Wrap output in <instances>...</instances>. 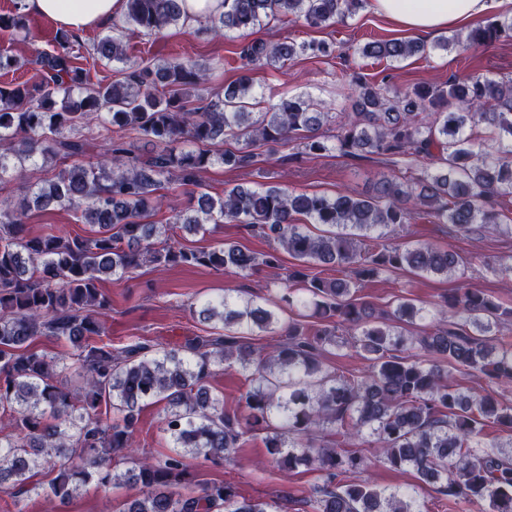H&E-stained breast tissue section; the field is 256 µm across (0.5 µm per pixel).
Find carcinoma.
<instances>
[{
  "mask_svg": "<svg viewBox=\"0 0 512 512\" xmlns=\"http://www.w3.org/2000/svg\"><path fill=\"white\" fill-rule=\"evenodd\" d=\"M123 21L160 33L184 26L180 0H124ZM367 0H224L199 31L221 37L268 25L302 22L323 29L352 16ZM22 0L0 15V29L26 31ZM512 38V16L493 15L466 34L438 39L436 47L467 52ZM51 51L35 50L20 60L0 53V71L33 65L40 81L0 85V184L14 181L24 194L0 206V414L14 433L0 440V489L17 495L37 489L33 478L57 470L46 496L64 502L95 479L119 483L112 454L137 445L142 408L163 402L162 431L174 453L164 459L136 458L123 478L142 489L121 512H273L267 502L243 499L224 482L184 493L192 484L189 458L224 460L241 437L264 430L265 446L284 471L314 466L325 476L315 489L312 512H423L414 487L380 490L364 476L365 458L341 445L368 431L393 469L411 470L437 485V492L462 512H512V453L484 441L492 423L512 433V405L489 393L463 394L452 369L463 368L489 383H512V349L497 350L512 325V308L474 288L445 296L442 304L416 307L403 301L392 313L375 314L353 299L355 282L386 271L467 279V267L451 248L428 243L390 245V233L423 215L461 233L501 223L512 198V77L470 75L444 85L404 88L369 83L356 75L352 111L327 112L300 94L272 102L253 89L250 72L280 70L301 56L333 53L316 39L277 42L256 39L240 49L245 72L234 85L212 88L190 106L187 92L207 80L224 60L132 61L122 35H105L90 48L92 60L123 64L121 78L94 83L77 63L78 34L58 29ZM425 51L415 40L367 43L364 56L401 61ZM338 120L335 149L344 156L402 157L399 174L380 175L378 196L354 192L293 193L270 183L236 185L215 196L202 193L197 206L177 210L163 224L152 221L161 190L176 183L203 186L216 164L257 169L269 148L296 143L299 155H322L329 146L324 126ZM106 131L91 142L81 128ZM497 133L493 150L469 130ZM140 134L152 149L135 153L125 131ZM59 163L49 179L41 164ZM81 214L92 237L32 236L31 208ZM246 224L275 244L261 256L236 245L185 249L171 243L183 227L206 232L209 224ZM324 226L306 231L302 224ZM299 266L330 267L333 278H288L279 301L258 303L226 293L196 301L190 309L222 325L218 336H195L165 350L144 342L112 350L101 317L111 309L101 284L147 264L202 266L251 273L280 266L281 252ZM314 306L337 320L346 343L369 362L362 375L323 369L325 347L336 345V326L307 329L280 323V304ZM429 322L422 335H405L394 323ZM281 341L262 358L252 357L244 330ZM39 336L68 341L72 361L32 348ZM415 351L404 357L403 349ZM249 372L241 411L224 410L208 379L217 365ZM77 377L80 384L70 385ZM329 429L337 444L315 443ZM348 474L355 481L344 482Z\"/></svg>",
  "mask_w": 512,
  "mask_h": 512,
  "instance_id": "obj_1",
  "label": "carcinoma"
}]
</instances>
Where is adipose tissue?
Instances as JSON below:
<instances>
[{"mask_svg": "<svg viewBox=\"0 0 512 512\" xmlns=\"http://www.w3.org/2000/svg\"><path fill=\"white\" fill-rule=\"evenodd\" d=\"M28 12L74 32L103 24L123 9V0H25ZM374 10L402 29L428 34L484 16L489 0H371Z\"/></svg>", "mask_w": 512, "mask_h": 512, "instance_id": "adipose-tissue-1", "label": "adipose tissue"}]
</instances>
